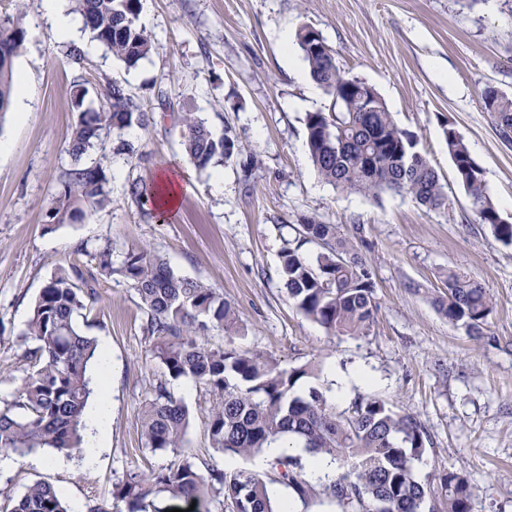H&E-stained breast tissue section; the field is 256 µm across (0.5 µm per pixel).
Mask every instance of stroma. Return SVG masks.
Returning a JSON list of instances; mask_svg holds the SVG:
<instances>
[{
	"instance_id": "1",
	"label": "stroma",
	"mask_w": 512,
	"mask_h": 512,
	"mask_svg": "<svg viewBox=\"0 0 512 512\" xmlns=\"http://www.w3.org/2000/svg\"><path fill=\"white\" fill-rule=\"evenodd\" d=\"M19 20L25 42L14 59L29 95L25 117H0V400L11 399L31 365L23 333L41 290L77 258L80 244L111 247L114 257L144 249L178 274L215 288L235 308L240 331H211L212 345L233 342L291 369L318 364L330 402L346 408L375 396L413 414L427 435L417 465L422 483L439 474L467 476L470 512H512V246L470 220L442 129L453 126L485 172L487 192L512 222V145L503 143L481 92L512 96V0H141L138 24L156 49L127 65L103 46L73 59L78 40L58 38L42 0H0V20ZM314 28L347 77L373 85L397 125L439 173L451 205L429 210L390 192L374 198L346 193L315 172L305 115L329 111L332 100L310 91L298 72L306 63L282 34ZM121 83L151 118L103 137L87 164H101L110 201L87 206L81 222L53 216L61 177L72 161L77 93L101 108L112 82ZM214 135L235 138L241 153L198 170L181 145L184 114ZM251 165L243 176L242 162ZM183 185L172 213L156 210L160 172ZM224 189L214 191V172ZM139 181L141 200L127 193ZM313 216L360 230V253L372 274L378 311L365 336H335L300 314L280 273L292 224ZM488 288L494 309L480 338L448 323L433 304L446 269ZM143 309L121 275L100 280L97 300L79 319L87 335L107 343L111 422L94 456L48 455L44 465L0 472V512H11L26 486L62 489L74 512L86 504L126 512L112 484L174 464L150 452L140 429L143 404L163 373L148 355ZM358 369L373 380L341 389L336 377ZM192 423L186 446L197 463L223 466L203 422L209 397L176 388Z\"/></svg>"
}]
</instances>
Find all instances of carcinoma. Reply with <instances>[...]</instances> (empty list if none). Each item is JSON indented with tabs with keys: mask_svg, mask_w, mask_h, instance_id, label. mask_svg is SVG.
<instances>
[{
	"mask_svg": "<svg viewBox=\"0 0 512 512\" xmlns=\"http://www.w3.org/2000/svg\"><path fill=\"white\" fill-rule=\"evenodd\" d=\"M84 28L113 56L134 65L148 58L155 45L138 25L139 0H77ZM25 30L7 20L0 23V112L10 108L13 59ZM310 77L332 98L327 112L306 115L307 146L318 175L344 190L376 196L390 191L406 194L429 210H448V195L437 171L416 150L414 137L398 127L374 86L348 78L336 65L323 38L304 27L296 34ZM499 138L512 143V98L493 87L482 91ZM150 116L126 89L114 83L101 109L81 112L72 133L73 165L61 180L55 215L60 220H84L83 203L109 201L106 179L98 165L82 163L104 134L121 132ZM448 154L457 179L471 202L472 217L487 224L497 240L512 245V224L501 220L486 191L484 170L473 158L460 133L444 129ZM182 145L200 169L216 157L240 153L234 139L216 137L205 122L183 117ZM314 243L319 250L305 249ZM79 255L99 274L121 275L144 309V335L154 339L149 354L163 370L165 381L141 413L145 446L153 452L183 456L176 465L147 474H130L112 487V497L126 503L127 512H148L150 497L169 493L199 505L222 495L232 512H289L272 501L267 481L290 488L304 503L322 497L356 512H422L431 490L418 479L415 463L425 450V436L414 415L389 408L376 397L361 396L338 412L315 387L304 393L302 382L319 377L313 364L284 369L271 358L243 352L226 344L214 347L208 331L227 334L237 328L234 307L215 289L180 275L146 250L126 253L120 262L112 248L82 245ZM281 272L288 297L308 319L335 335L365 336L375 322L378 305L374 283L358 246L340 235L338 226L311 216L301 218L281 253ZM97 279L83 276L79 266L55 275L35 301L26 335L35 347L26 351L33 371L12 399L0 408V449L24 456L37 450L73 451L82 447L84 409L89 398L104 394L103 376H92L97 364L96 339L83 335L76 317L97 295ZM448 322L479 337L493 311L492 300L477 281L453 270L445 291L434 298ZM186 382L212 395L204 424L215 452L253 457L278 440H296L305 454L285 452L271 463L269 480L246 470L207 468L202 474L185 448L190 426L188 407L171 392ZM351 462V469L313 485L306 479V456ZM437 490L446 512H470L472 487L468 478L450 470L438 477ZM11 512H68L65 500L51 484L35 482L14 502Z\"/></svg>",
	"mask_w": 512,
	"mask_h": 512,
	"instance_id": "1",
	"label": "carcinoma"
}]
</instances>
